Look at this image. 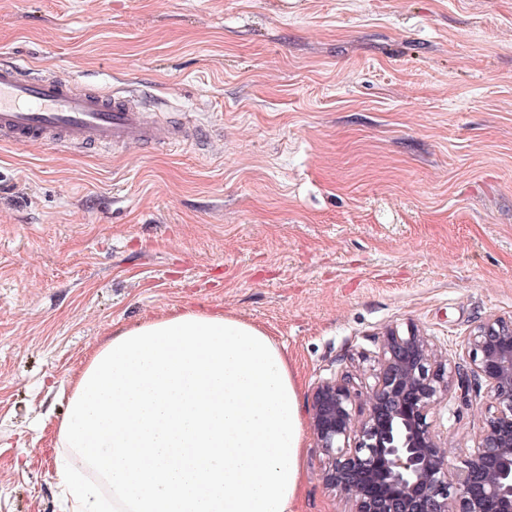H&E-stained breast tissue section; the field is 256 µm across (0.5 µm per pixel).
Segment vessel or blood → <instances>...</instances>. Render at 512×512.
I'll return each instance as SVG.
<instances>
[{
	"label": "vessel or blood",
	"instance_id": "obj_1",
	"mask_svg": "<svg viewBox=\"0 0 512 512\" xmlns=\"http://www.w3.org/2000/svg\"><path fill=\"white\" fill-rule=\"evenodd\" d=\"M190 121L149 110L139 95L105 92L62 75H42L0 63V141L81 148H171L198 138Z\"/></svg>",
	"mask_w": 512,
	"mask_h": 512
}]
</instances>
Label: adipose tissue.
I'll return each mask as SVG.
<instances>
[{"label": "adipose tissue", "instance_id": "ef3b65f1", "mask_svg": "<svg viewBox=\"0 0 512 512\" xmlns=\"http://www.w3.org/2000/svg\"><path fill=\"white\" fill-rule=\"evenodd\" d=\"M55 464L71 512H288L303 466L288 358L220 310L118 329L72 383Z\"/></svg>", "mask_w": 512, "mask_h": 512}]
</instances>
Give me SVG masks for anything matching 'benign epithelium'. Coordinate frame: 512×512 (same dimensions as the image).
Wrapping results in <instances>:
<instances>
[{"label": "benign epithelium", "instance_id": "benign-epithelium-1", "mask_svg": "<svg viewBox=\"0 0 512 512\" xmlns=\"http://www.w3.org/2000/svg\"><path fill=\"white\" fill-rule=\"evenodd\" d=\"M464 349L494 408L471 452H452L434 424L457 371L417 329L385 333L365 390L343 373L317 383L320 478L346 495L349 512H512V316L488 315Z\"/></svg>", "mask_w": 512, "mask_h": 512}]
</instances>
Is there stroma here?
<instances>
[{"label":"stroma","instance_id":"stroma-1","mask_svg":"<svg viewBox=\"0 0 512 512\" xmlns=\"http://www.w3.org/2000/svg\"><path fill=\"white\" fill-rule=\"evenodd\" d=\"M138 90L200 142L0 143V512H68L53 447L113 329L221 310L286 353L301 409L388 328L512 316V0H0V59ZM486 386L435 410L473 444ZM290 512H345L305 430Z\"/></svg>","mask_w":512,"mask_h":512}]
</instances>
